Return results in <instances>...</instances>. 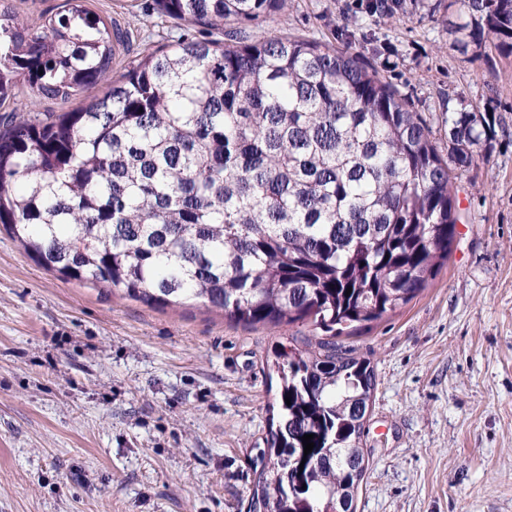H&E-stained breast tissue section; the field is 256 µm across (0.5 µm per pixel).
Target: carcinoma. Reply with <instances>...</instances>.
<instances>
[{"label": "carcinoma", "mask_w": 512, "mask_h": 512, "mask_svg": "<svg viewBox=\"0 0 512 512\" xmlns=\"http://www.w3.org/2000/svg\"><path fill=\"white\" fill-rule=\"evenodd\" d=\"M285 5L153 0L186 32L142 55L130 54L137 29L80 0L38 24L0 11V106L26 90L89 98L0 123V226L66 280L321 333L273 351L278 413L256 456L254 508L356 512L375 374L336 339L409 304L448 262L454 179L491 153L496 116L458 100L442 113L444 155L421 115L347 52L280 33L211 38ZM448 6L452 45L512 53V0Z\"/></svg>", "instance_id": "obj_1"}]
</instances>
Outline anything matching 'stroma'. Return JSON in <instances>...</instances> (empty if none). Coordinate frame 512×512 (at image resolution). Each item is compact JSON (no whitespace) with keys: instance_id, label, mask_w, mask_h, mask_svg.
I'll return each mask as SVG.
<instances>
[{"instance_id":"35a3bbf8","label":"stroma","mask_w":512,"mask_h":512,"mask_svg":"<svg viewBox=\"0 0 512 512\" xmlns=\"http://www.w3.org/2000/svg\"><path fill=\"white\" fill-rule=\"evenodd\" d=\"M176 40L146 0H85ZM288 0L228 25L314 39L376 68L427 119L448 98L494 113V150L456 181L445 267L347 338L376 376L357 512H512V55L449 46L448 0ZM299 324H243L200 302L152 307L60 278L0 231V512H250L252 458L279 386L266 358Z\"/></svg>"}]
</instances>
